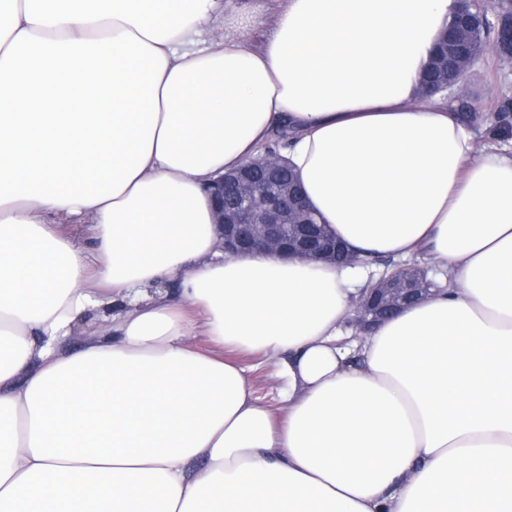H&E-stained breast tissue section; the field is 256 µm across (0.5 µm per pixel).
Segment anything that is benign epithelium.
Returning <instances> with one entry per match:
<instances>
[{
	"label": "benign epithelium",
	"mask_w": 512,
	"mask_h": 512,
	"mask_svg": "<svg viewBox=\"0 0 512 512\" xmlns=\"http://www.w3.org/2000/svg\"><path fill=\"white\" fill-rule=\"evenodd\" d=\"M458 48V28L449 27L440 51L456 59L464 75L473 59L458 55ZM287 170L285 159L267 152L214 181L210 187L214 226L224 240V252L231 257L260 251L281 258L355 264L344 245L313 221L302 191L285 177ZM429 270L428 266L404 264L398 273H384L370 282L352 304L350 324L367 331L430 296Z\"/></svg>",
	"instance_id": "obj_1"
}]
</instances>
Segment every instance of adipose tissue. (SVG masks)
I'll return each instance as SVG.
<instances>
[{
    "instance_id": "1",
    "label": "adipose tissue",
    "mask_w": 512,
    "mask_h": 512,
    "mask_svg": "<svg viewBox=\"0 0 512 512\" xmlns=\"http://www.w3.org/2000/svg\"><path fill=\"white\" fill-rule=\"evenodd\" d=\"M454 7L0 0V512H512V150L418 91ZM284 127L357 266L225 257L208 188ZM416 254L439 289L344 342ZM227 350L286 357L287 419Z\"/></svg>"
}]
</instances>
